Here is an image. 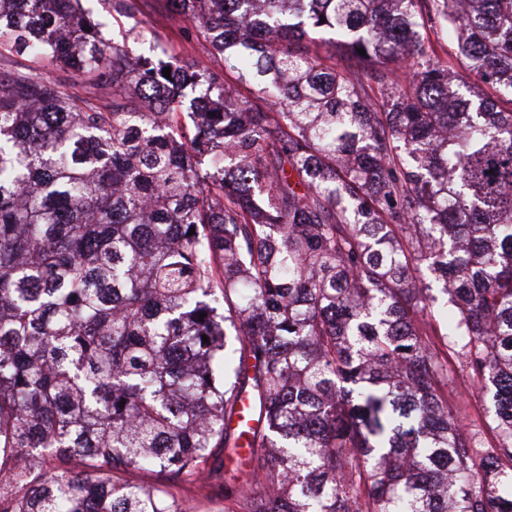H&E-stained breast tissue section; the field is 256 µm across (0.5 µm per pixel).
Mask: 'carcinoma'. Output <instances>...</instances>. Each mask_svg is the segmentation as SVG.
<instances>
[{
    "label": "carcinoma",
    "instance_id": "carcinoma-1",
    "mask_svg": "<svg viewBox=\"0 0 512 512\" xmlns=\"http://www.w3.org/2000/svg\"><path fill=\"white\" fill-rule=\"evenodd\" d=\"M161 2L249 95L0 0V512H512V0ZM2 52L9 60L8 66L3 69L5 71L35 73L41 68V63L25 51ZM51 77L53 79L66 80L71 85L74 94L84 96L87 91L95 89L100 97L99 103L106 108H112V77L110 74L102 70L92 80L82 75L76 74L69 69L57 67L53 70ZM448 398L461 410L463 416L467 417V423L475 422L477 427L471 428L479 430V436L485 442L494 443L493 434L484 422L483 406L477 386L472 383L462 385L455 374L451 373V379L448 381ZM206 491H200L195 487L187 485L185 489H180L177 496L181 497L190 510L188 512H224V501L206 497Z\"/></svg>",
    "mask_w": 512,
    "mask_h": 512
}]
</instances>
